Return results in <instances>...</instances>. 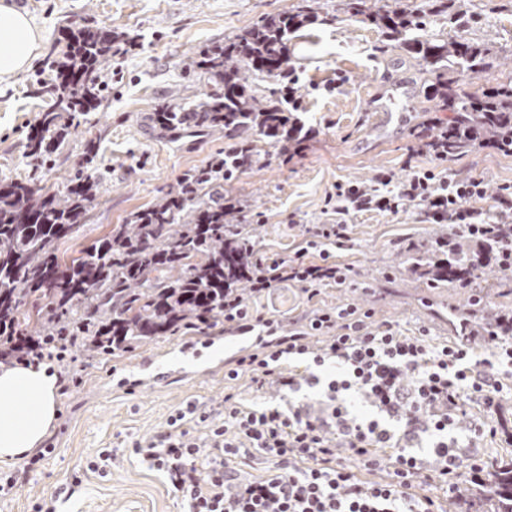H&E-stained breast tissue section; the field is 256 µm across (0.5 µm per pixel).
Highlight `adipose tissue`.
<instances>
[{"instance_id": "1", "label": "adipose tissue", "mask_w": 512, "mask_h": 512, "mask_svg": "<svg viewBox=\"0 0 512 512\" xmlns=\"http://www.w3.org/2000/svg\"><path fill=\"white\" fill-rule=\"evenodd\" d=\"M41 33L27 13L0 0V83L29 67ZM58 375L48 365H0V460L24 457L57 416Z\"/></svg>"}]
</instances>
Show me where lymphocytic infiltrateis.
Here are the masks:
<instances>
[{
    "instance_id": "1",
    "label": "lymphocytic infiltrate",
    "mask_w": 512,
    "mask_h": 512,
    "mask_svg": "<svg viewBox=\"0 0 512 512\" xmlns=\"http://www.w3.org/2000/svg\"><path fill=\"white\" fill-rule=\"evenodd\" d=\"M436 161L399 183L382 173L370 183L337 184L333 222L305 229L306 247L288 259H256L248 294L225 292V326L250 329L247 295L276 282H298L311 297L349 283L352 267L330 261L327 248L344 247L348 217L364 212L413 209L426 222L452 225L457 239L478 246L480 263L488 240H504L497 265L512 273V184L492 196L483 178L444 175L437 169L444 156ZM314 247L321 250L316 261L307 257ZM496 323L484 331L489 356L477 359L467 342L436 346L426 332L403 334L350 304L314 313L311 328L326 338L321 345L290 331L284 320L263 319L267 341L238 358L226 376L250 374L256 390L285 391L292 401L246 406L228 393L223 422L200 413L208 430L196 435L186 412H177L167 431L136 442L134 452L188 500L189 512H442L414 489L437 483L456 491L480 468L464 451L494 434L503 379L512 372V313ZM328 364L338 372L321 378L317 370ZM465 399L481 408L484 420L464 429L457 410ZM355 400L369 418L354 412ZM258 454L271 466L256 477L244 466ZM365 471L386 477L365 480Z\"/></svg>"
}]
</instances>
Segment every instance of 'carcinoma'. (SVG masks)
Returning <instances> with one entry per match:
<instances>
[{"label":"carcinoma","mask_w":512,"mask_h":512,"mask_svg":"<svg viewBox=\"0 0 512 512\" xmlns=\"http://www.w3.org/2000/svg\"><path fill=\"white\" fill-rule=\"evenodd\" d=\"M442 5L421 0L412 10H374L366 0H349L346 8L381 28L386 40L406 45L421 69L435 75L424 94L437 101L435 111L451 113L439 127L448 137L436 138L435 145L454 156L477 141L498 145L512 138V75L475 93L459 90L454 74L487 69L490 47L417 35L425 26L423 13ZM312 16L308 0H300L211 43L184 64L189 76L206 78L212 89L197 100L164 103L149 121L165 131L221 133L224 151L184 171L161 199L114 225L67 265L59 263L55 244L78 232V217L99 204L104 173L89 168L96 142H85L83 163L59 185H46L39 172L53 168L51 154L99 111L108 68L127 35L85 25L51 42L52 100L28 137L31 173L0 185L1 351L14 348L18 334L50 346L64 336L70 348L110 354L224 316V289L239 288L255 274L256 246L253 225L241 222L224 186L253 165L263 142H288L303 130L288 107V40ZM269 81L281 89L263 93ZM408 251V270L430 286L483 278V270L469 267L462 256L435 260L438 239ZM32 296L52 315L31 333L23 308ZM482 494L490 512H512V461L488 472Z\"/></svg>","instance_id":"obj_1"}]
</instances>
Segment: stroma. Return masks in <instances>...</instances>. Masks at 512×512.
<instances>
[{
  "label": "stroma",
  "mask_w": 512,
  "mask_h": 512,
  "mask_svg": "<svg viewBox=\"0 0 512 512\" xmlns=\"http://www.w3.org/2000/svg\"><path fill=\"white\" fill-rule=\"evenodd\" d=\"M43 32L49 47L61 29L94 23L125 32L127 54L115 56L118 74L111 90L80 136L69 137L58 151L49 181L72 174L83 159L84 142L99 144L109 172L98 206L79 217L77 235L58 241L63 261L78 256L173 185L186 169L223 151L220 135L176 138L144 121L164 101L193 98L207 84L189 79L182 61L204 46L233 36L266 14H276L298 0H14ZM317 21L292 35L288 55L299 76L297 95L304 139L287 147L269 146L226 193L240 202L244 223L254 225L260 254L288 258L301 247L302 228L324 224L325 198L337 183L369 181L381 172L402 181L410 165H431L433 156L418 138L425 122L445 120L428 111L417 62L400 45L383 47V35L345 10L346 0H310ZM465 18L450 24L449 14ZM441 39L466 38L490 43L489 67L463 74L467 92L494 84L512 72V0H448V11L427 29ZM52 73L44 56L0 86V182L27 174V137L46 97ZM405 85L406 98L393 111L379 108L377 93L387 84ZM448 169L478 175L490 188L512 183V155L479 145L449 158ZM437 225L416 213H359L349 220L347 249L331 250L332 260L351 265L354 276L341 288L321 289L310 298L300 285L283 281L267 293L248 297L249 307L288 317L305 329L314 309L350 302L374 311L378 321L403 331L428 330L436 344L454 341L457 326L445 320L448 308L467 309L469 289L450 284L428 288L401 266L399 252L409 244L434 238ZM255 333L226 329L223 321L184 326L172 335L127 352L89 356L77 348L55 369L59 375L58 415L42 445L32 449L35 463H0V472H22L21 487L0 497V512H31L40 502L52 512H186L188 505L163 474L135 455L136 441L168 426L177 411L204 409L232 390L247 405L279 403L274 393L258 395L248 375L224 374L241 355L254 349ZM495 435L477 454L481 462L512 460V398L502 401ZM112 451L107 477L87 468L101 449ZM75 486L72 497L59 496Z\"/></svg>",
  "instance_id": "1"
}]
</instances>
